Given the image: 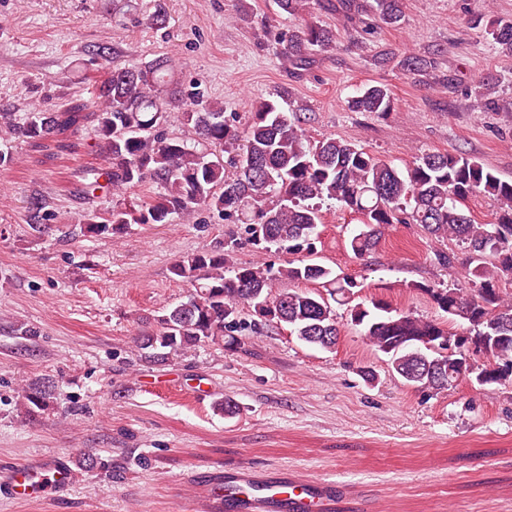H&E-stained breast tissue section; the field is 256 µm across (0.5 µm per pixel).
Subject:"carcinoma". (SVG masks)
Returning a JSON list of instances; mask_svg holds the SVG:
<instances>
[{"label": "carcinoma", "mask_w": 512, "mask_h": 512, "mask_svg": "<svg viewBox=\"0 0 512 512\" xmlns=\"http://www.w3.org/2000/svg\"><path fill=\"white\" fill-rule=\"evenodd\" d=\"M279 12L295 15L309 0H274ZM369 9L379 23L394 26L403 17V0H373ZM492 40L512 54V20H493ZM336 31L307 21L279 39L277 53L296 66L309 64L315 49L328 50ZM173 68L159 59L148 67L114 65L90 77L96 106L72 105L60 112L34 106L22 118L1 112L0 124L23 136L41 140L62 136L85 122L96 127L95 152L111 160L104 171L89 164L82 175L87 196L106 183L112 188L140 185L148 180L160 191L139 208L114 207L85 216V229L95 235L117 232L126 225L167 224L175 214L192 217L200 209L216 211L224 220L244 224L252 238L291 255L313 252L311 237L323 223V206L336 207L360 223L349 246L357 258L373 251L393 224H420L439 239L466 245L465 265L470 293L459 288L422 286L448 318L468 323L471 336L484 343L488 363L472 366L480 385L497 383L512 374V300L501 284L512 280V181L501 179L475 158L451 153H425L405 168L380 160L359 144L335 137L307 134L309 118L280 95L253 107L251 119L240 127L224 115V106L198 92L187 97L193 106L184 112L196 134L214 147L208 154L163 137L169 97L178 94ZM356 112L384 115L393 99L384 86L356 92L350 101ZM498 201L495 224H479L463 203L473 194ZM174 274L187 282L203 281L187 301L165 307L158 329L141 337L140 356L149 363L185 354L201 342L230 349L241 344L248 329L242 307L261 306L273 318L312 346L336 347L340 331L329 300L345 302L358 283L331 268L299 260L278 268L240 264L228 247L182 257ZM317 282L328 296L302 289H275L277 282ZM351 321L365 326V336L389 357L392 369L411 386L445 389L459 376L448 346L457 333L433 320L410 313L391 314L380 299L350 309ZM23 405L46 410L52 391L41 381L22 387Z\"/></svg>", "instance_id": "obj_1"}]
</instances>
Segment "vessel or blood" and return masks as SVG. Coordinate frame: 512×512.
Returning a JSON list of instances; mask_svg holds the SVG:
<instances>
[{
    "mask_svg": "<svg viewBox=\"0 0 512 512\" xmlns=\"http://www.w3.org/2000/svg\"><path fill=\"white\" fill-rule=\"evenodd\" d=\"M73 478L68 459L52 457L0 471V489L20 500H40ZM205 494L180 498L178 512H336L334 485L285 468L260 470L247 464L199 478Z\"/></svg>",
    "mask_w": 512,
    "mask_h": 512,
    "instance_id": "1",
    "label": "vessel or blood"
}]
</instances>
